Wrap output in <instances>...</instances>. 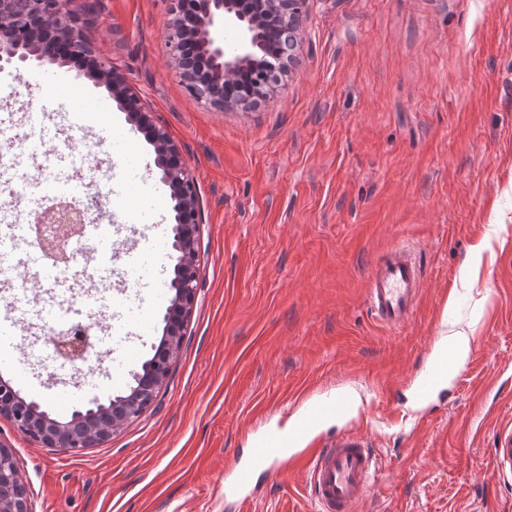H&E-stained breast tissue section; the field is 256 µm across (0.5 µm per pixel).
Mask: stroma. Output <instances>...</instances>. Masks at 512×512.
I'll use <instances>...</instances> for the list:
<instances>
[{
  "instance_id": "stroma-1",
  "label": "stroma",
  "mask_w": 512,
  "mask_h": 512,
  "mask_svg": "<svg viewBox=\"0 0 512 512\" xmlns=\"http://www.w3.org/2000/svg\"><path fill=\"white\" fill-rule=\"evenodd\" d=\"M96 56L125 74L199 184L196 307L154 402L101 446L46 448L0 416L32 512H316L303 472L259 475L224 498L228 466L288 429L308 399L348 395L336 433L364 435L381 465L361 512H512V0H310L300 62L258 107L221 112L170 65L171 0H69ZM11 112L59 111L37 82L0 85ZM75 172L144 260L120 309L127 372L163 333L148 304L147 203L109 141ZM396 245L419 255L417 309L396 328L367 307L369 274ZM472 337L443 393L414 385L444 324ZM17 366L49 405L112 395L113 362L53 367L18 335Z\"/></svg>"
}]
</instances>
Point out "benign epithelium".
Here are the masks:
<instances>
[{"label": "benign epithelium", "mask_w": 512, "mask_h": 512, "mask_svg": "<svg viewBox=\"0 0 512 512\" xmlns=\"http://www.w3.org/2000/svg\"><path fill=\"white\" fill-rule=\"evenodd\" d=\"M309 0H173L165 39L175 73L187 91L219 110L248 109L266 98L299 59L302 22ZM84 22L65 8V0H0V67L66 65L88 60L91 81L106 86L143 131L155 153L161 181L169 190L173 278L167 326L160 351L132 374L135 385L108 402L98 399L61 418L39 402L20 394L0 377V415L20 432L47 448L82 451L107 443L112 434L138 417L166 383L171 363L183 345L185 321L193 313L199 279L196 232L203 207L195 176L178 147L154 114L130 89L124 74L97 58L83 33ZM232 28L236 39L227 43ZM33 243L41 256L57 266L73 259L71 244L82 235L87 209L81 203L52 198L34 211ZM94 346L93 326L69 330L52 340L53 360L76 365ZM0 512H31L28 489L14 455L0 443Z\"/></svg>", "instance_id": "benign-epithelium-1"}]
</instances>
